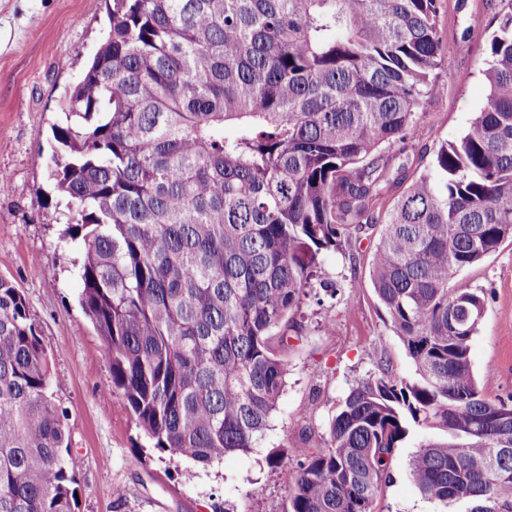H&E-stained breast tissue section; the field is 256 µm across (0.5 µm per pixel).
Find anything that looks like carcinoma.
Segmentation results:
<instances>
[{"label":"carcinoma","mask_w":512,"mask_h":512,"mask_svg":"<svg viewBox=\"0 0 512 512\" xmlns=\"http://www.w3.org/2000/svg\"><path fill=\"white\" fill-rule=\"evenodd\" d=\"M110 30L52 127L56 206L81 249L80 304L152 447L204 467L259 447L286 382L291 312L322 252L381 225L371 281L409 381L356 384L284 512H375L411 425L429 501L512 512V404L470 343L485 310L452 276L512 238V9L482 110L386 212L381 146L440 89L441 0H113ZM27 299L0 277V512H75L66 411Z\"/></svg>","instance_id":"cac0c4a2"}]
</instances>
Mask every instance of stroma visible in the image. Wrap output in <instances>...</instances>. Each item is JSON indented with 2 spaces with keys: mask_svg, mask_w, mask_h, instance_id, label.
<instances>
[{
  "mask_svg": "<svg viewBox=\"0 0 512 512\" xmlns=\"http://www.w3.org/2000/svg\"><path fill=\"white\" fill-rule=\"evenodd\" d=\"M503 0H442L440 94L422 98L413 137L382 146L403 173L382 202L390 208L429 166L439 145L458 137L486 99L482 71L488 36ZM112 0H0V276L25 294L51 366V391L68 413L70 453L79 486L77 512H283L304 457L323 448L329 422L357 382L386 375L409 380L416 366L384 324L370 261L380 229L372 227L321 256L322 286L294 318L288 375L259 448L209 467L152 448L125 401L112 392L103 342L79 304V252L61 237L65 217L49 175L51 126L61 102L82 79L109 31ZM451 287L484 289L487 302L470 360L490 400L512 396V240L482 263L454 275ZM384 340L375 351V340ZM438 429L418 427L397 448L391 480L375 512H467L426 500L408 460ZM279 452L280 467L266 457ZM124 497H117L116 488Z\"/></svg>",
  "mask_w": 512,
  "mask_h": 512,
  "instance_id": "obj_1",
  "label": "stroma"
}]
</instances>
